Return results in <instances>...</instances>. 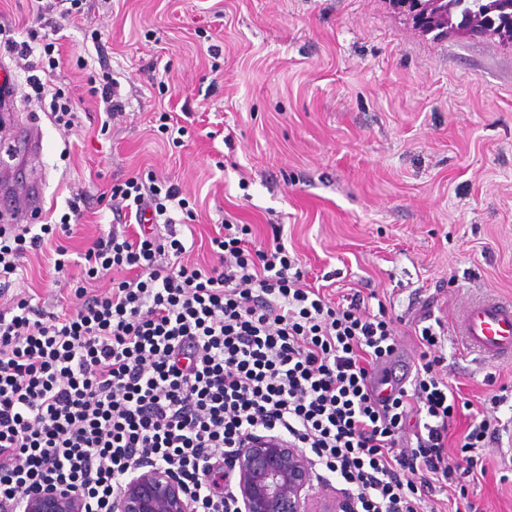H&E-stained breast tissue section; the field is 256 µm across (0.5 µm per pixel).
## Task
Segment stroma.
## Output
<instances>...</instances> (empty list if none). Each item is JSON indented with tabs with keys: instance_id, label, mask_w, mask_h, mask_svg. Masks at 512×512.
<instances>
[{
	"instance_id": "35a3bbf8",
	"label": "stroma",
	"mask_w": 512,
	"mask_h": 512,
	"mask_svg": "<svg viewBox=\"0 0 512 512\" xmlns=\"http://www.w3.org/2000/svg\"><path fill=\"white\" fill-rule=\"evenodd\" d=\"M62 94L110 69L126 113L101 131L104 105L74 101L63 134L20 85L15 112L40 128L31 163L44 179L42 224L71 190L89 205L62 243L77 259L113 216L103 197L129 177L168 178L193 200L192 261H211L218 224L273 226L332 300L374 292L413 362L416 321L448 333V381L472 403L512 386V365L469 355L455 321L471 302L512 301V43L416 30L389 0H82L65 26ZM185 126L172 140L164 126ZM53 249L27 257L15 292L74 306L78 266ZM482 512H512L511 448L482 451Z\"/></svg>"
}]
</instances>
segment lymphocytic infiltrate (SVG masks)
<instances>
[{"instance_id": "f902f5d3", "label": "lymphocytic infiltrate", "mask_w": 512, "mask_h": 512, "mask_svg": "<svg viewBox=\"0 0 512 512\" xmlns=\"http://www.w3.org/2000/svg\"><path fill=\"white\" fill-rule=\"evenodd\" d=\"M40 48L52 46L35 29L0 43L53 121L73 130L69 99L34 73ZM85 199L72 193L56 226L0 227V512H23L24 493L44 486L109 512L124 477L152 464L174 472L196 512H236L217 485L258 432L308 450L349 486L355 512H439L442 494L455 512H478L465 487L478 478L480 449L500 444L497 412L511 398L491 397L452 437L465 404L445 376L443 325L418 329L414 376L391 385L378 374L397 350L385 305L358 291L333 305L280 236L250 240L245 224L220 225L213 265L187 263L176 215L189 202L152 174L112 185L109 210L140 230L87 242L76 307L48 311L10 295L21 259L68 230ZM107 273L109 288L90 290ZM409 433L415 444L404 443Z\"/></svg>"}]
</instances>
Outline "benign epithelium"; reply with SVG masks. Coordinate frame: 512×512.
Returning a JSON list of instances; mask_svg holds the SVG:
<instances>
[{
  "label": "benign epithelium",
  "mask_w": 512,
  "mask_h": 512,
  "mask_svg": "<svg viewBox=\"0 0 512 512\" xmlns=\"http://www.w3.org/2000/svg\"><path fill=\"white\" fill-rule=\"evenodd\" d=\"M443 0H391L422 33L429 24H443L448 34V8ZM232 488L238 512H353L347 499L315 506L309 491L312 466L302 450L275 435L250 438L232 461ZM25 512H87L88 501L77 491L48 488L24 497ZM112 512H194L193 502L176 477L163 466L135 470L112 500Z\"/></svg>",
  "instance_id": "benign-epithelium-1"
}]
</instances>
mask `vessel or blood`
Segmentation results:
<instances>
[{
    "instance_id": "obj_1",
    "label": "vessel or blood",
    "mask_w": 512,
    "mask_h": 512,
    "mask_svg": "<svg viewBox=\"0 0 512 512\" xmlns=\"http://www.w3.org/2000/svg\"><path fill=\"white\" fill-rule=\"evenodd\" d=\"M10 68L0 64V108L11 109L17 97ZM467 346L492 363H512V302L485 298L472 303L456 322Z\"/></svg>"
}]
</instances>
